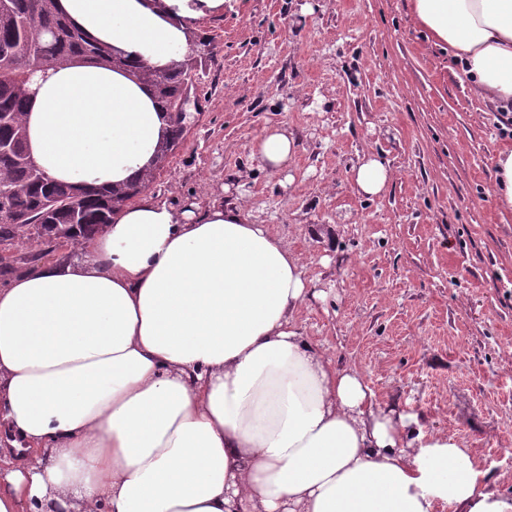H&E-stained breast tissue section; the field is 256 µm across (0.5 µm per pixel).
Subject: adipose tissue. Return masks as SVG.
Segmentation results:
<instances>
[{
	"label": "adipose tissue",
	"instance_id": "obj_1",
	"mask_svg": "<svg viewBox=\"0 0 512 512\" xmlns=\"http://www.w3.org/2000/svg\"><path fill=\"white\" fill-rule=\"evenodd\" d=\"M91 40L136 64L183 60L224 0H57ZM477 98L512 104V0H409ZM27 148L85 188L140 176L168 124L149 86L102 60L36 72ZM251 152L291 165L293 136ZM365 155L351 181L383 193ZM299 255L244 203L177 211L142 196L76 259L0 285V512H512L454 434L377 402L362 371L314 346Z\"/></svg>",
	"mask_w": 512,
	"mask_h": 512
}]
</instances>
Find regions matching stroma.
<instances>
[{
	"instance_id": "stroma-1",
	"label": "stroma",
	"mask_w": 512,
	"mask_h": 512,
	"mask_svg": "<svg viewBox=\"0 0 512 512\" xmlns=\"http://www.w3.org/2000/svg\"><path fill=\"white\" fill-rule=\"evenodd\" d=\"M408 0H226L189 32L198 116L148 190L176 210L243 200L325 294L298 321L382 401L459 431L512 496V212L494 189L512 146ZM293 134L285 170L251 152ZM398 174L365 198L351 169Z\"/></svg>"
}]
</instances>
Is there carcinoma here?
I'll return each mask as SVG.
<instances>
[{
  "mask_svg": "<svg viewBox=\"0 0 512 512\" xmlns=\"http://www.w3.org/2000/svg\"><path fill=\"white\" fill-rule=\"evenodd\" d=\"M116 50L89 40L55 4V0H0V244L8 245L24 228L35 232L30 245L50 250L78 248L83 239L138 198L168 164L183 139L188 116L171 112L192 63L182 61L150 80L154 95L167 111L168 133L153 164L131 182L87 189L53 181L31 161L26 150L23 114L35 63L72 59L112 61Z\"/></svg>",
  "mask_w": 512,
  "mask_h": 512,
  "instance_id": "cac0c4a2",
  "label": "carcinoma"
}]
</instances>
